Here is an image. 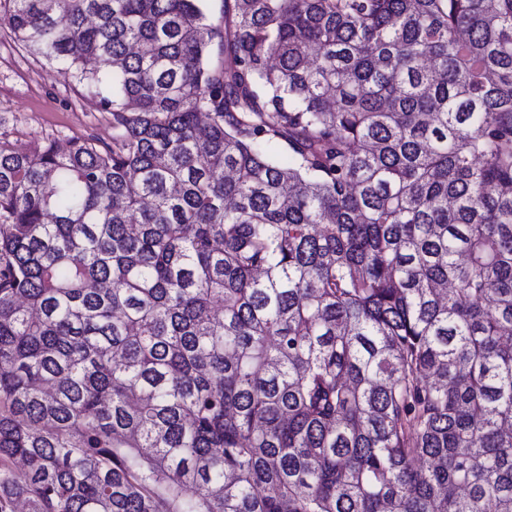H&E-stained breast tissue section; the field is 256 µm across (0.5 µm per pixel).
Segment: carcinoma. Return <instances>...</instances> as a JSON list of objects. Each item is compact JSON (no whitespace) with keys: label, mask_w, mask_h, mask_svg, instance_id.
Listing matches in <instances>:
<instances>
[{"label":"carcinoma","mask_w":512,"mask_h":512,"mask_svg":"<svg viewBox=\"0 0 512 512\" xmlns=\"http://www.w3.org/2000/svg\"><path fill=\"white\" fill-rule=\"evenodd\" d=\"M223 14L0 3L112 112L0 140V512H512V0Z\"/></svg>","instance_id":"carcinoma-1"}]
</instances>
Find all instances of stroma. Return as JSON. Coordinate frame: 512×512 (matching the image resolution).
<instances>
[{
	"label": "stroma",
	"instance_id": "stroma-1",
	"mask_svg": "<svg viewBox=\"0 0 512 512\" xmlns=\"http://www.w3.org/2000/svg\"><path fill=\"white\" fill-rule=\"evenodd\" d=\"M0 133L26 148L46 139L112 141V116L93 87L56 67L0 29Z\"/></svg>",
	"mask_w": 512,
	"mask_h": 512
}]
</instances>
